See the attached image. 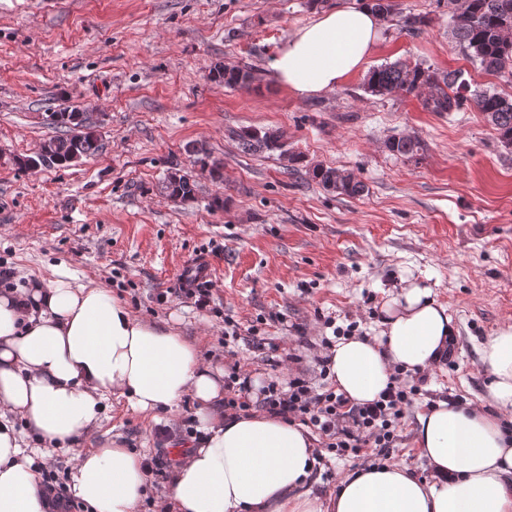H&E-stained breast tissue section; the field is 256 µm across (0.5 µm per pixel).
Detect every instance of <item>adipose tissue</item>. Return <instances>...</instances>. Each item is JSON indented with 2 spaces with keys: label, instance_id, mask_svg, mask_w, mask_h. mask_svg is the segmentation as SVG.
<instances>
[{
  "label": "adipose tissue",
  "instance_id": "obj_1",
  "mask_svg": "<svg viewBox=\"0 0 512 512\" xmlns=\"http://www.w3.org/2000/svg\"><path fill=\"white\" fill-rule=\"evenodd\" d=\"M382 36L379 16L351 0L298 27L274 57L276 80L301 99L330 94L360 71ZM382 331L339 339L329 352L337 392L378 398L395 371L423 372L459 334L429 288L404 281L383 306ZM492 380L488 408L440 401L417 416L416 444L430 471L356 467L329 504L307 482L313 442L267 412L226 414L224 373L197 348L138 318L109 289L64 279L0 289V512H44L38 458L27 435L66 448L89 438L113 394L143 413L198 402L203 437L174 471L173 512H512V324L479 346ZM140 455L117 443L83 452L69 490L92 512H137Z\"/></svg>",
  "mask_w": 512,
  "mask_h": 512
}]
</instances>
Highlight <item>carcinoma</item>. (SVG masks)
<instances>
[{"mask_svg": "<svg viewBox=\"0 0 512 512\" xmlns=\"http://www.w3.org/2000/svg\"><path fill=\"white\" fill-rule=\"evenodd\" d=\"M454 20L455 38L472 61L491 74L512 75V0H448ZM214 79H221L230 86H245L255 79L254 72L245 68L216 70ZM365 91L372 95H390L399 90L428 89L425 105L433 112H454L468 102L482 112L497 130L501 143L512 146V99L489 90H475L466 94L468 84L461 80L458 71L437 72L411 67L402 62L380 65L367 75ZM76 111L63 110L53 125L66 129V134L50 140L51 154L35 158L34 167L63 165L74 150L84 156L98 153L100 144L90 131L89 117L71 120ZM280 136L270 131L251 130L237 134L242 151L257 153L281 148ZM392 153L405 158L417 155L418 141L409 136L392 137L387 141ZM312 179L325 190L340 195L361 196L365 185L355 176L347 182L337 183L338 170L316 166L311 170ZM165 189L173 199L189 200L195 195V183L186 175L174 174L166 182Z\"/></svg>", "mask_w": 512, "mask_h": 512, "instance_id": "1", "label": "carcinoma"}]
</instances>
